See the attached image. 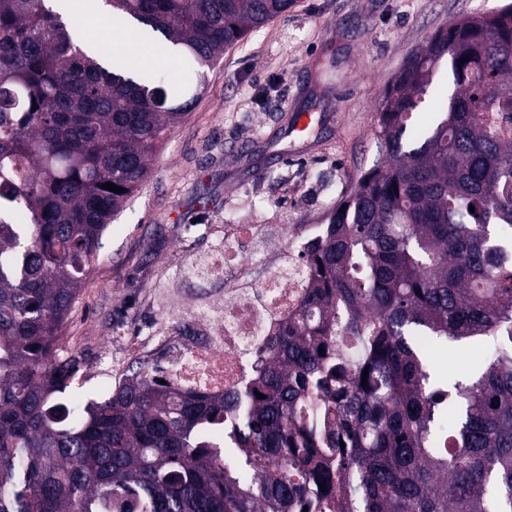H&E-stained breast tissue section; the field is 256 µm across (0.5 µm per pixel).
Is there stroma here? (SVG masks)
Returning a JSON list of instances; mask_svg holds the SVG:
<instances>
[{
    "label": "stroma",
    "mask_w": 512,
    "mask_h": 512,
    "mask_svg": "<svg viewBox=\"0 0 512 512\" xmlns=\"http://www.w3.org/2000/svg\"><path fill=\"white\" fill-rule=\"evenodd\" d=\"M503 0H294L252 29L206 70L198 102L148 161L140 189L115 216L60 332L79 358L67 394L101 400L111 378L160 363L183 309L223 298L224 282L187 281L186 265L255 230L242 285L284 262L289 224H318L384 160L376 108L409 56L463 14ZM311 116L304 131L298 121ZM443 381L469 380L480 358L468 346L437 347Z\"/></svg>",
    "instance_id": "35a3bbf8"
}]
</instances>
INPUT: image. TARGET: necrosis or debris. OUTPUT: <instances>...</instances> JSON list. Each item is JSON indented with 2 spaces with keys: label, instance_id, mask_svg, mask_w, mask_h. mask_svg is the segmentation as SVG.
Masks as SVG:
<instances>
[{
  "label": "necrosis or debris",
  "instance_id": "4bbe7bcc",
  "mask_svg": "<svg viewBox=\"0 0 512 512\" xmlns=\"http://www.w3.org/2000/svg\"><path fill=\"white\" fill-rule=\"evenodd\" d=\"M251 235V226L242 225L236 238L219 241L211 252L188 265L186 278H212L240 265ZM325 236L322 224L288 227L280 238L287 261L269 270L253 287L225 289L221 303L195 311V318L208 321L207 335L194 344L179 336L168 337L165 369H148V376L167 380L182 392L206 397L245 385L263 339L301 309L306 299L304 270L310 246Z\"/></svg>",
  "mask_w": 512,
  "mask_h": 512
}]
</instances>
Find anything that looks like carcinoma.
<instances>
[{
	"instance_id": "obj_1",
	"label": "carcinoma",
	"mask_w": 512,
	"mask_h": 512,
	"mask_svg": "<svg viewBox=\"0 0 512 512\" xmlns=\"http://www.w3.org/2000/svg\"><path fill=\"white\" fill-rule=\"evenodd\" d=\"M104 2L179 45L183 76L101 47L108 70L51 0H0V512H512V5L440 27L391 79L384 164L328 213L305 305L248 384L201 398L133 370L74 421L57 335L112 217L196 77L293 4ZM441 70L446 102L413 138ZM418 336L488 362L448 390Z\"/></svg>"
}]
</instances>
